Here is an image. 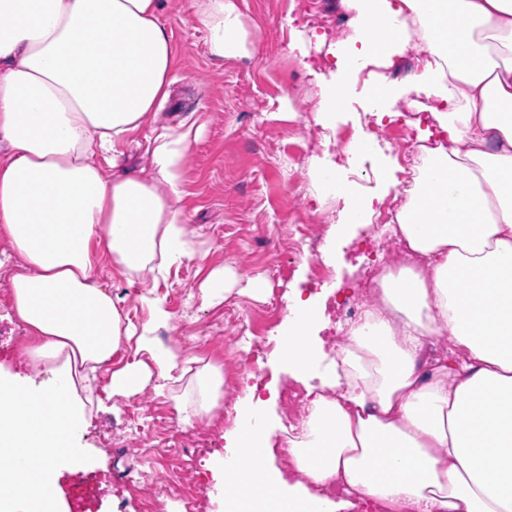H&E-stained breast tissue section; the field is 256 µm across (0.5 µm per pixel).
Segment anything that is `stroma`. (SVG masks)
Segmentation results:
<instances>
[{
	"label": "stroma",
	"instance_id": "35a3bbf8",
	"mask_svg": "<svg viewBox=\"0 0 512 512\" xmlns=\"http://www.w3.org/2000/svg\"><path fill=\"white\" fill-rule=\"evenodd\" d=\"M162 21L171 33L175 62L169 97L156 116L119 146V167L150 175L153 141L164 129L198 130L189 150L181 206L189 224L200 232L198 254L172 268L167 278L128 284L109 261H102L95 278L111 289L134 324L149 312L140 296L151 290L163 296L171 319L153 334L157 348L179 347L184 358L219 367L224 375V400L236 406L255 391L267 398L264 414L272 420L273 444L285 429L279 392L293 377L275 352H268L257 372H249L248 340L258 336L276 343L295 293L325 300L326 343L340 340L337 313L342 293L370 301L372 272L391 250L389 228L349 227L322 262L331 271L318 287L310 285V263L300 260L288 281L273 279L274 260H287L296 224H339L346 195L375 191L382 176L370 157L351 154V144L365 121L380 106L368 91L367 74L347 84L349 106L331 127L313 122L318 85L331 81V52L351 29L352 15L342 0H236L246 32V54L219 60L207 48V33L194 15L193 0H163ZM347 152L340 167L339 191L314 199L307 176L310 164L327 146ZM232 268L236 277L225 300L203 303L200 287L218 268ZM263 285L259 296L247 291L249 281ZM279 298L280 310L268 317L266 306ZM208 329L207 342L191 347L182 336ZM245 340H237L238 329ZM151 357L139 348L138 337L123 340L109 367L98 371L92 403L73 435V446L61 466L59 490L77 492L79 472L107 470L112 484L104 488L101 512H139L137 491L143 474L154 481L169 479L175 469L171 447L149 436L144 447H123L117 439L130 420L181 425L173 400L154 392L128 397L113 395L110 377L125 363ZM210 422L221 427L220 442L203 462L209 473L208 512H224V491L212 470L222 468L232 451L233 424L216 410Z\"/></svg>",
	"mask_w": 512,
	"mask_h": 512
}]
</instances>
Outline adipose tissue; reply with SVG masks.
Instances as JSON below:
<instances>
[{
  "mask_svg": "<svg viewBox=\"0 0 512 512\" xmlns=\"http://www.w3.org/2000/svg\"><path fill=\"white\" fill-rule=\"evenodd\" d=\"M352 35L338 67L392 64L421 48L409 86L445 139L427 148L396 235L414 265L381 274L379 299L346 342L317 337L322 305L298 301L278 360L309 398L290 443L298 474L268 465L270 426L245 398L224 512H341L325 486L382 512H512V0H344ZM211 56L244 50L234 0H195ZM162 0H0V267L34 358H54L61 385L0 381V454L16 462L0 504L54 497L57 469L84 415L78 386L138 332L155 362L111 374L113 394L153 388L192 419L224 397L219 368L185 387L180 355L149 337L168 322L163 298L140 299L148 322L124 319L94 273L108 259L128 278L166 276L197 253L180 206L191 135L159 134L151 176L106 175L100 158L169 95L171 36ZM451 336L454 359L426 355Z\"/></svg>",
  "mask_w": 512,
  "mask_h": 512,
  "instance_id": "1",
  "label": "adipose tissue"
}]
</instances>
